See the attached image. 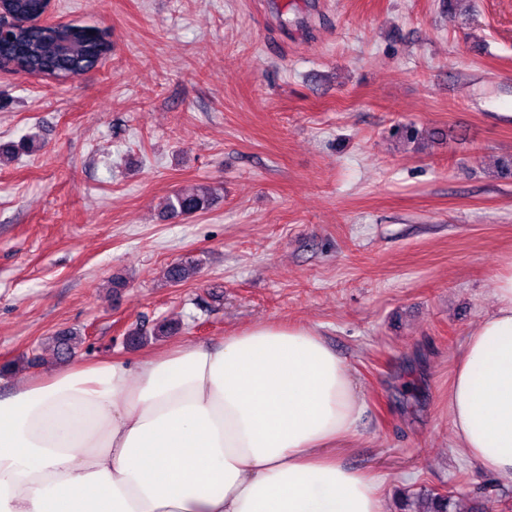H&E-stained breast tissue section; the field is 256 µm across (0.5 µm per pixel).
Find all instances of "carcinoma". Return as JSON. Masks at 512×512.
I'll list each match as a JSON object with an SVG mask.
<instances>
[{
	"mask_svg": "<svg viewBox=\"0 0 512 512\" xmlns=\"http://www.w3.org/2000/svg\"><path fill=\"white\" fill-rule=\"evenodd\" d=\"M39 0H3L0 8L16 16H30L38 8ZM112 51L110 40L95 36L91 28L68 24L57 29L40 26H18L8 29L0 39V64L21 72H41L58 80L85 73L96 66L97 61ZM215 200L211 189L206 187L181 190L166 198L164 217L174 219L202 213ZM199 261L190 257L181 259L166 269L167 279L179 283L198 269ZM57 357L65 361L75 354L81 343L71 333L52 338ZM405 512H461L459 504L450 492L421 489L405 495Z\"/></svg>",
	"mask_w": 512,
	"mask_h": 512,
	"instance_id": "obj_1",
	"label": "carcinoma"
}]
</instances>
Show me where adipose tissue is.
Segmentation results:
<instances>
[{
	"mask_svg": "<svg viewBox=\"0 0 512 512\" xmlns=\"http://www.w3.org/2000/svg\"><path fill=\"white\" fill-rule=\"evenodd\" d=\"M495 291L448 406L466 455L512 483V257ZM360 411L305 325L72 362L0 395V512H385L372 475L333 453Z\"/></svg>",
	"mask_w": 512,
	"mask_h": 512,
	"instance_id": "ef3b65f1",
	"label": "adipose tissue"
}]
</instances>
